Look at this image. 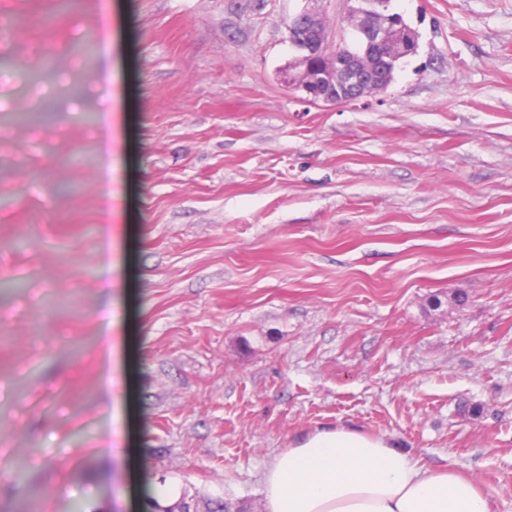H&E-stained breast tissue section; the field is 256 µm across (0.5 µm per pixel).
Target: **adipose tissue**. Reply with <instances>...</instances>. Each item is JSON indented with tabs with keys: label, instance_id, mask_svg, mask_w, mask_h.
I'll return each instance as SVG.
<instances>
[{
	"label": "adipose tissue",
	"instance_id": "ef3b65f1",
	"mask_svg": "<svg viewBox=\"0 0 512 512\" xmlns=\"http://www.w3.org/2000/svg\"><path fill=\"white\" fill-rule=\"evenodd\" d=\"M263 487L262 512H490L472 478L346 428L315 430L277 454Z\"/></svg>",
	"mask_w": 512,
	"mask_h": 512
}]
</instances>
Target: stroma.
I'll list each match as a JSON object with an SVG mask.
<instances>
[{
    "label": "stroma",
    "mask_w": 512,
    "mask_h": 512,
    "mask_svg": "<svg viewBox=\"0 0 512 512\" xmlns=\"http://www.w3.org/2000/svg\"><path fill=\"white\" fill-rule=\"evenodd\" d=\"M119 3L43 26L56 0H0V102L47 114L0 141V512H144L117 497L143 475L194 512L258 502L276 454L336 428L512 512V0H392L417 53L338 107L284 75L288 17L340 0H129L127 57L73 63ZM107 104L109 177L80 121ZM115 195L112 192V188L108 187L107 195H106V204L103 210V221L104 224H107L105 230V237L101 246L100 258L102 264L106 267L111 266L110 262V254L113 247L116 245L117 241L124 235L125 233V225L112 227V199H114Z\"/></svg>",
    "instance_id": "1"
}]
</instances>
